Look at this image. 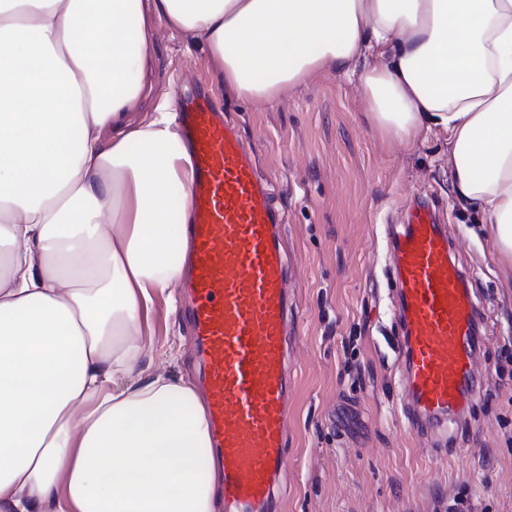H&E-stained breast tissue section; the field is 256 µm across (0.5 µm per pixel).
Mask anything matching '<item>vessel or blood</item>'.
Here are the masks:
<instances>
[{
    "label": "vessel or blood",
    "mask_w": 512,
    "mask_h": 512,
    "mask_svg": "<svg viewBox=\"0 0 512 512\" xmlns=\"http://www.w3.org/2000/svg\"><path fill=\"white\" fill-rule=\"evenodd\" d=\"M193 167L187 321L203 369L224 512H276L286 458L290 308L279 216L255 153L209 99L181 107ZM400 408L415 432L445 434L477 391L480 311L431 207L393 243Z\"/></svg>",
    "instance_id": "obj_1"
}]
</instances>
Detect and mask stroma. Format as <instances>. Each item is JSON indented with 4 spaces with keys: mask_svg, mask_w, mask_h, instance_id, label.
<instances>
[{
    "mask_svg": "<svg viewBox=\"0 0 512 512\" xmlns=\"http://www.w3.org/2000/svg\"><path fill=\"white\" fill-rule=\"evenodd\" d=\"M144 82L150 101L201 93L256 151L290 261L288 354L294 364L282 512H512V268L491 260L459 203L448 139L405 146L366 118L356 83L333 73L259 108L225 91L190 37L159 29ZM435 205L453 259L483 313L476 398L447 440L413 434L399 409L389 226ZM145 341L155 366L199 384L184 311L156 300Z\"/></svg>",
    "mask_w": 512,
    "mask_h": 512,
    "instance_id": "stroma-1",
    "label": "stroma"
}]
</instances>
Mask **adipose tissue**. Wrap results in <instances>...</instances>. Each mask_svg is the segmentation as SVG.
<instances>
[{"mask_svg":"<svg viewBox=\"0 0 512 512\" xmlns=\"http://www.w3.org/2000/svg\"><path fill=\"white\" fill-rule=\"evenodd\" d=\"M235 96L357 76L386 138L448 136L454 193L512 260V0H0V512H218L205 408L148 364L191 207L156 23Z\"/></svg>","mask_w":512,"mask_h":512,"instance_id":"1","label":"adipose tissue"}]
</instances>
